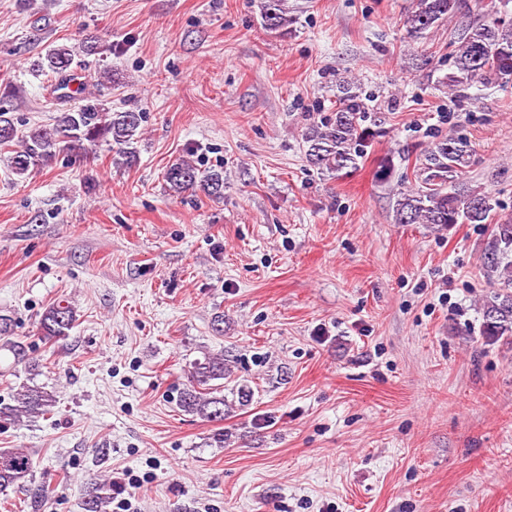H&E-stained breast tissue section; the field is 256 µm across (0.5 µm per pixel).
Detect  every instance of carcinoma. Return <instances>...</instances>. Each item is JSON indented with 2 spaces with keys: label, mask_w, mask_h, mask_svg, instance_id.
<instances>
[{
  "label": "carcinoma",
  "mask_w": 512,
  "mask_h": 512,
  "mask_svg": "<svg viewBox=\"0 0 512 512\" xmlns=\"http://www.w3.org/2000/svg\"><path fill=\"white\" fill-rule=\"evenodd\" d=\"M460 8L459 0H414L404 20L408 37L415 41L425 32L450 21ZM261 25L279 35L288 34L293 18L288 15V0H260ZM453 70L445 76L448 89L455 91L473 83L512 86V21L484 14L466 22L450 39ZM93 50L92 36L78 39L70 47H50L37 64V71L48 78H60L57 88L67 86L75 57ZM336 111L312 124L305 133V158L308 164L334 177L356 170L367 153L377 131L364 125L379 109L377 101L362 94L357 86L344 80L338 84ZM145 113L134 110L112 111L102 102L83 104L61 110L51 125H38L18 133L14 118L0 112V146L10 148L9 171L23 177L48 164L63 153L86 149L100 141L109 143L131 166L136 161V147ZM473 154L470 141L459 136H446L420 157L418 189L401 188L393 205L398 224H489L491 241L484 253L486 267L496 273L498 288L485 296L480 305L479 336L488 344L500 341L512 344V220L491 223L494 205L484 192L461 180ZM163 180L175 195L203 193L209 198L224 196V172L203 173L185 159L169 164ZM75 322L70 306L48 307L40 319L44 338L67 335ZM12 323L0 315V345L24 357V351L11 340ZM230 370L224 354H209L193 363L186 388L180 393L179 408L207 421L219 422L233 407H245L254 391L238 384L224 394V380ZM53 394L40 387L25 386L14 393L9 403L0 402V421H16L22 416L46 415L53 407ZM34 462L28 452L19 448H0V492L25 486L31 481ZM112 485L93 488L85 502L86 512H103L111 499Z\"/></svg>",
  "instance_id": "cac0c4a2"
}]
</instances>
